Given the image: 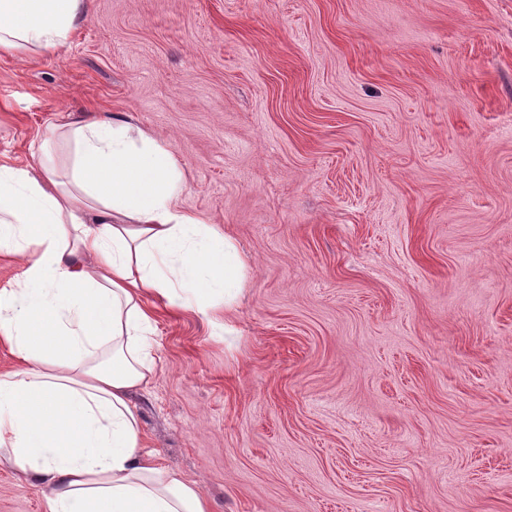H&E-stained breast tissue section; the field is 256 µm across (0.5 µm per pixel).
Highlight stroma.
Instances as JSON below:
<instances>
[{
  "mask_svg": "<svg viewBox=\"0 0 512 512\" xmlns=\"http://www.w3.org/2000/svg\"><path fill=\"white\" fill-rule=\"evenodd\" d=\"M80 115L252 262L233 335L156 311L145 453L213 512H512V0H86L0 51V165Z\"/></svg>",
  "mask_w": 512,
  "mask_h": 512,
  "instance_id": "35a3bbf8",
  "label": "stroma"
}]
</instances>
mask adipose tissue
I'll return each instance as SVG.
<instances>
[{
    "instance_id": "ef3b65f1",
    "label": "adipose tissue",
    "mask_w": 512,
    "mask_h": 512,
    "mask_svg": "<svg viewBox=\"0 0 512 512\" xmlns=\"http://www.w3.org/2000/svg\"><path fill=\"white\" fill-rule=\"evenodd\" d=\"M85 0H0V49H64ZM61 165L0 166V253L22 263L0 289V461L48 488L49 512H212L193 484L142 451L132 390L155 370L157 307L218 324L251 271L235 240L180 205L170 146L106 116L57 125Z\"/></svg>"
}]
</instances>
